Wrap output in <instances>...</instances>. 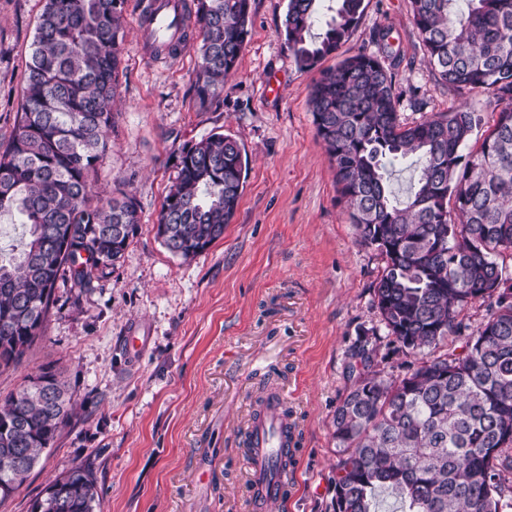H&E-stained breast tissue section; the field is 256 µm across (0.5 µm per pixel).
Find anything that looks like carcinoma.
<instances>
[{
    "mask_svg": "<svg viewBox=\"0 0 512 512\" xmlns=\"http://www.w3.org/2000/svg\"><path fill=\"white\" fill-rule=\"evenodd\" d=\"M128 0H44L12 137L0 151V213L18 218V247L0 259V369L43 336L58 281L85 292L124 257L140 217L129 196L92 202L110 149ZM288 0L285 44L311 70L348 40L364 0ZM424 60L453 89L492 94L490 133L469 148L479 117L463 107L408 123L386 61L391 29L320 71L309 111L335 169L359 242L383 261L373 287L392 350L360 338L333 412L337 459L332 512H375L381 490L399 512H512V0H410ZM251 0H183L171 30L146 42L157 58L191 46V91L201 109L224 103L250 35ZM410 159L405 198L390 167ZM157 236L187 259L233 220L248 158L212 132L182 148ZM486 305L477 325L462 313ZM463 337L459 346L448 336ZM405 360L386 371L390 355ZM75 406L50 368L0 401V501L9 498ZM96 480L78 465L52 481L31 512H97Z\"/></svg>",
    "mask_w": 512,
    "mask_h": 512,
    "instance_id": "1",
    "label": "carcinoma"
}]
</instances>
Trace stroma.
<instances>
[{"label":"stroma","mask_w":512,"mask_h":512,"mask_svg":"<svg viewBox=\"0 0 512 512\" xmlns=\"http://www.w3.org/2000/svg\"><path fill=\"white\" fill-rule=\"evenodd\" d=\"M44 0H0V147L14 131L23 75ZM350 38L319 69L373 51L392 30L399 111L421 120L460 106L493 125L488 94L454 91L427 68L409 0H365ZM287 0H252L251 34L220 109L195 108L196 56L152 58L127 4L115 131L94 186L127 193L141 223L121 262L85 293L58 284L42 338L0 370V399L49 367L77 411L0 512H30L48 483L89 467L103 512H245L243 431L268 391H281L300 425L294 492L282 512H330L336 447L332 415L345 366L364 331L378 326V253L359 244L338 200L335 171L308 107L319 70H299L284 43ZM277 75L269 96L264 77ZM248 159L241 199L224 235L191 259L156 235L182 146L211 131ZM138 337L130 345V337Z\"/></svg>","instance_id":"1"}]
</instances>
